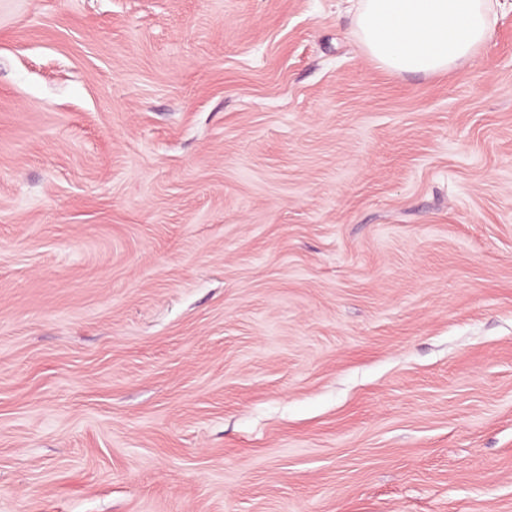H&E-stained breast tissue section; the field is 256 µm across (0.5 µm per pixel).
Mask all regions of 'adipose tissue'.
I'll list each match as a JSON object with an SVG mask.
<instances>
[{
  "label": "adipose tissue",
  "mask_w": 512,
  "mask_h": 512,
  "mask_svg": "<svg viewBox=\"0 0 512 512\" xmlns=\"http://www.w3.org/2000/svg\"><path fill=\"white\" fill-rule=\"evenodd\" d=\"M497 0H360L355 35L394 73L434 74L470 59L492 37Z\"/></svg>",
  "instance_id": "adipose-tissue-1"
}]
</instances>
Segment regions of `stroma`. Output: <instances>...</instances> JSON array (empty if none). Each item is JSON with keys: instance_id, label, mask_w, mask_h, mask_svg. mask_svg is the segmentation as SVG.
I'll return each mask as SVG.
<instances>
[{"instance_id": "obj_1", "label": "stroma", "mask_w": 512, "mask_h": 512, "mask_svg": "<svg viewBox=\"0 0 512 512\" xmlns=\"http://www.w3.org/2000/svg\"><path fill=\"white\" fill-rule=\"evenodd\" d=\"M356 4L0 0V512H512V0ZM499 0H360L354 34L394 73L434 74L470 59L492 37Z\"/></svg>"}]
</instances>
